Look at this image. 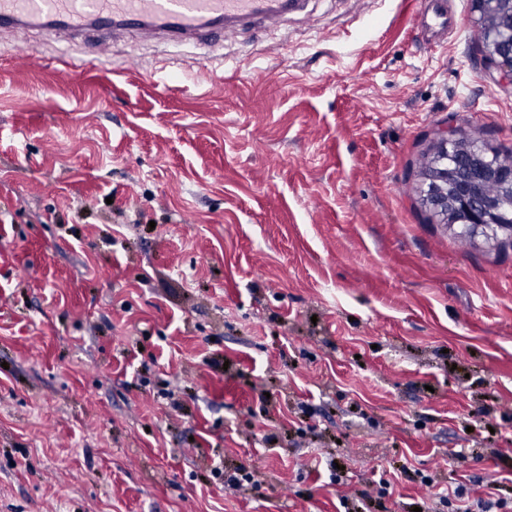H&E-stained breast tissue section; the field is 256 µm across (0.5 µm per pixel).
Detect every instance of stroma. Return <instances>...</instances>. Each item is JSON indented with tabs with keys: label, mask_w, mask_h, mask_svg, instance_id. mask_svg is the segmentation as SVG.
<instances>
[{
	"label": "stroma",
	"mask_w": 512,
	"mask_h": 512,
	"mask_svg": "<svg viewBox=\"0 0 512 512\" xmlns=\"http://www.w3.org/2000/svg\"><path fill=\"white\" fill-rule=\"evenodd\" d=\"M417 2L0 52V512L512 503V245L418 175L441 129L512 156V84ZM421 16L425 19L423 27L428 38L434 34L448 36L453 33V29H448L447 0H426V7ZM499 487V483L494 481V482H491V483H488L486 484V488L488 489V491L485 493L487 495V499H483V498H480L477 500L476 502V507L478 509H481V510H473L471 508V506H468V505H463V504H454L450 498V493L448 492V495L446 494L445 496L441 497L440 498V502L442 503L443 506L447 507L448 508H452L453 506L456 508V510H450L451 512H458V511H464V512H472V511H479V512H490L491 510H486V509H491L493 507H496V508H499V509H503L505 507H507V501L503 500L502 498L498 497L497 499H495V501H493L494 499V496L498 495L496 493V491H499L500 488ZM462 507H465V508H462Z\"/></svg>",
	"instance_id": "1"
}]
</instances>
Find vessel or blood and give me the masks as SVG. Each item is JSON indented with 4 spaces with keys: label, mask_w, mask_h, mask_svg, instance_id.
<instances>
[{
    "label": "vessel or blood",
    "mask_w": 512,
    "mask_h": 512,
    "mask_svg": "<svg viewBox=\"0 0 512 512\" xmlns=\"http://www.w3.org/2000/svg\"><path fill=\"white\" fill-rule=\"evenodd\" d=\"M300 0H0V34L35 30L61 44L56 57L81 72L107 53L113 38L155 37L181 44L215 43L247 24L277 20ZM427 35H448V0H426ZM81 51H72L73 41Z\"/></svg>",
    "instance_id": "1"
}]
</instances>
